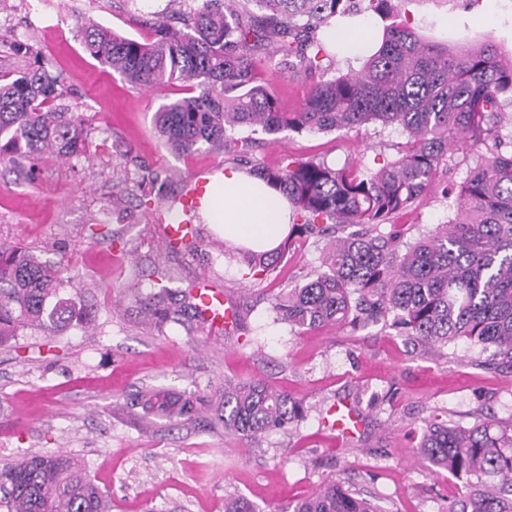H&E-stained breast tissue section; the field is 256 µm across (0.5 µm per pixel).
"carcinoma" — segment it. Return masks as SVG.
I'll return each mask as SVG.
<instances>
[{"instance_id": "carcinoma-1", "label": "carcinoma", "mask_w": 512, "mask_h": 512, "mask_svg": "<svg viewBox=\"0 0 512 512\" xmlns=\"http://www.w3.org/2000/svg\"><path fill=\"white\" fill-rule=\"evenodd\" d=\"M177 8L150 19L151 42L90 24L85 46L129 84L180 82L189 96L162 105L156 124L178 153L217 146L229 152L257 134L357 131L397 125L408 140L399 156L375 170L336 168L325 161H291L254 176L292 202L291 233L332 235L320 269L276 299V319L294 329L329 325L354 329L389 325L434 348L465 338L512 368V56L489 43L462 47L426 41L401 25L384 28L379 48L351 75L315 81L300 108L284 112L260 83L253 56L268 47L312 77L325 70L319 33L338 16L381 14L392 0H170ZM63 82L42 67L0 72V163L39 155L77 158L84 123L61 111ZM245 129L248 136L236 138ZM482 147L463 181L453 217L414 242L394 219L431 194L451 151ZM200 221L174 203L158 221ZM291 246L254 251L224 242V257L262 280ZM60 266L32 249L0 241V346L26 329L59 332L92 312L64 296ZM144 321L186 318L208 330L193 291L136 288ZM119 409L138 425L152 419L204 422L244 440L299 422L303 404L262 380L224 381L204 395L141 388ZM416 452L463 481L448 512H512V432L492 423L427 422ZM0 512H111V499L77 460L64 453L25 455L0 464ZM224 512H260L244 497ZM287 512H382L372 499L332 480Z\"/></svg>"}]
</instances>
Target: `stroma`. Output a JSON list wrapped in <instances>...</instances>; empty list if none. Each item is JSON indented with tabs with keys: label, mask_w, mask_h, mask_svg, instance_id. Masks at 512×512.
<instances>
[{
	"label": "stroma",
	"mask_w": 512,
	"mask_h": 512,
	"mask_svg": "<svg viewBox=\"0 0 512 512\" xmlns=\"http://www.w3.org/2000/svg\"><path fill=\"white\" fill-rule=\"evenodd\" d=\"M169 0H0V67L27 61L10 48L31 46L67 90L62 106L82 114L86 147L77 159L36 161L32 177L0 166V239L40 251L63 265L72 291L95 315L50 336L28 330L0 346V461L64 452L78 459L112 499V512H224L231 495L260 512H281L331 479L372 496L385 512H446L463 492L447 470L416 455L425 419L455 426L479 420L512 426V370L460 340L433 352L378 324L296 333L272 305L321 264L323 245L297 240L267 279L243 280L224 258L211 226L208 247L173 252L163 244L155 208L180 196L186 179L219 166L242 170L218 149L181 155L159 137L154 114L185 97L174 83L131 87L85 48L82 26L94 22L145 42L146 18ZM406 23L424 39L456 46L492 42L512 53V0H397L373 28ZM260 55L257 68L281 108L297 110L311 83ZM407 140L398 127L351 132L286 133L250 149L252 163L279 168L299 160L369 169L394 158ZM476 153H455L438 189L398 223L412 241L447 222ZM156 181L147 201L112 196L123 178ZM148 278L174 290L209 281L242 310L230 335L169 322L148 331L131 288ZM267 381L301 402L307 417L288 432L257 442L194 423L133 425L117 406L143 387L207 392L228 379Z\"/></svg>",
	"instance_id": "stroma-1"
}]
</instances>
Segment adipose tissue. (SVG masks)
Instances as JSON below:
<instances>
[{"label": "adipose tissue", "instance_id": "obj_1", "mask_svg": "<svg viewBox=\"0 0 512 512\" xmlns=\"http://www.w3.org/2000/svg\"><path fill=\"white\" fill-rule=\"evenodd\" d=\"M292 207L288 199L262 180L232 171L206 186L201 215L225 239L267 251L288 232Z\"/></svg>", "mask_w": 512, "mask_h": 512}]
</instances>
